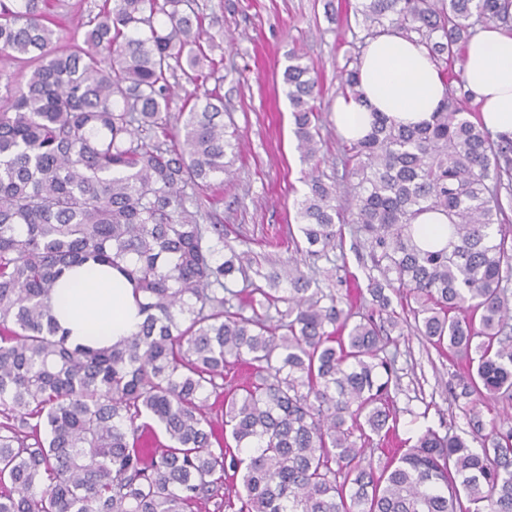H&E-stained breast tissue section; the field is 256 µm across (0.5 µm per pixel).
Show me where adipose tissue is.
<instances>
[{
    "mask_svg": "<svg viewBox=\"0 0 512 512\" xmlns=\"http://www.w3.org/2000/svg\"><path fill=\"white\" fill-rule=\"evenodd\" d=\"M462 75L484 126L512 135V34L487 28L474 35L465 46ZM359 84L361 97L337 98L332 108L337 132L351 142L370 132L377 112L404 126L430 121L448 91L426 48L395 33L369 40L360 57ZM53 306L74 346L113 344L141 323L132 283L107 266L66 271Z\"/></svg>",
    "mask_w": 512,
    "mask_h": 512,
    "instance_id": "obj_1",
    "label": "adipose tissue"
}]
</instances>
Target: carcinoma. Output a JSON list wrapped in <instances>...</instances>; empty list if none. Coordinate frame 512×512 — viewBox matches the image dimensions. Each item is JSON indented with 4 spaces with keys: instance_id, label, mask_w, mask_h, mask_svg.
<instances>
[{
    "instance_id": "obj_1",
    "label": "carcinoma",
    "mask_w": 512,
    "mask_h": 512,
    "mask_svg": "<svg viewBox=\"0 0 512 512\" xmlns=\"http://www.w3.org/2000/svg\"><path fill=\"white\" fill-rule=\"evenodd\" d=\"M49 5L0 0V53L33 65L0 98V512H512V423L483 416L512 398V136L472 120L454 70L477 26L512 30V0L354 7L364 37L416 38L448 83L430 122L380 114L350 144L351 223L376 271L367 313L296 261L268 288H228L250 252L200 223L201 193L224 184L238 137L215 90L168 120L175 71L202 86L218 65L204 48L215 17L197 0H104L63 48ZM303 59L288 54L283 83L314 161L320 83ZM358 73L356 57L339 73L354 98ZM307 186L292 242L320 257L346 219L336 184L313 172ZM432 210L448 215L442 249L413 238ZM91 262L142 296L139 330L109 347L70 345L52 314L64 271ZM388 290L466 363L452 393L472 441L428 429L378 472L366 445L399 423Z\"/></svg>"
}]
</instances>
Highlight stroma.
<instances>
[{
  "label": "stroma",
  "instance_id": "obj_1",
  "mask_svg": "<svg viewBox=\"0 0 512 512\" xmlns=\"http://www.w3.org/2000/svg\"><path fill=\"white\" fill-rule=\"evenodd\" d=\"M220 19L223 38L213 51L220 65L207 83L224 98L241 139V150L223 188L213 190L210 221L224 227L233 244L250 250L254 265L269 272L294 257L288 227L295 222L294 203L307 191L309 169L297 149L292 108L282 73L292 51L304 53L321 77L323 92L316 105L321 115V169L330 180L349 186L352 164L332 121L331 105L341 96L337 78L353 55L346 16L352 0H202ZM335 19H328L326 5ZM371 260L353 225L321 258H307L306 271L321 287L344 292L345 276L366 285ZM387 352L395 358L396 383L391 390L400 417L401 437L425 428L439 434L469 437L462 409L448 386L460 364L448 360L412 329L395 337Z\"/></svg>",
  "mask_w": 512,
  "mask_h": 512
}]
</instances>
